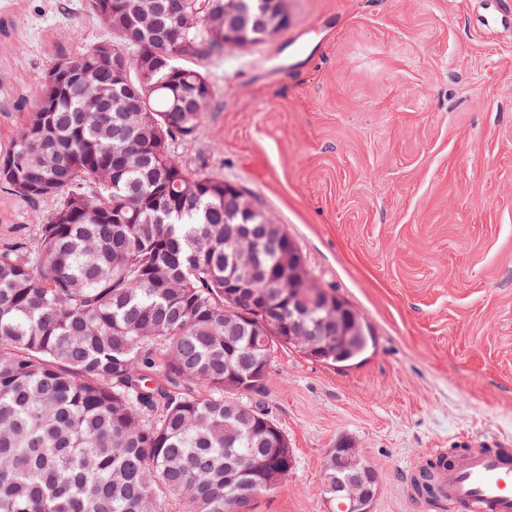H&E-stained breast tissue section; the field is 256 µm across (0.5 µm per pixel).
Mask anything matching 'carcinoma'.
<instances>
[{"label":"carcinoma","mask_w":512,"mask_h":512,"mask_svg":"<svg viewBox=\"0 0 512 512\" xmlns=\"http://www.w3.org/2000/svg\"><path fill=\"white\" fill-rule=\"evenodd\" d=\"M224 28L236 49L265 42L285 0H235ZM159 27L133 46L162 78L150 94L112 100L109 127L83 111L87 83H67L57 110L46 85L19 132L0 149V189L33 204L35 246L0 247V512H232L224 483L274 490L294 466L288 437L252 402L290 336H317L312 360L350 366L374 344L348 308L330 316L309 298L298 244L283 225L250 214L232 183L189 172L173 141L197 128L192 59L224 49L203 29L175 25L198 0H161ZM97 46L73 57L93 83ZM147 95L148 127L127 111ZM131 146L143 162L122 165ZM127 205L114 207L117 197ZM257 248L255 276L235 277L240 232ZM294 288L298 313L288 322ZM248 316L224 322V307Z\"/></svg>","instance_id":"cac0c4a2"}]
</instances>
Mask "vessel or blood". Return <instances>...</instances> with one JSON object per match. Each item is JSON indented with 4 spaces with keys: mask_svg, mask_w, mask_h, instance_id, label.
I'll list each match as a JSON object with an SVG mask.
<instances>
[{
    "mask_svg": "<svg viewBox=\"0 0 512 512\" xmlns=\"http://www.w3.org/2000/svg\"><path fill=\"white\" fill-rule=\"evenodd\" d=\"M432 455V492L451 512H512V448H437Z\"/></svg>",
    "mask_w": 512,
    "mask_h": 512,
    "instance_id": "b4317fda",
    "label": "vessel or blood"
}]
</instances>
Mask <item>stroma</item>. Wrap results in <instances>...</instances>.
Here are the masks:
<instances>
[{
    "instance_id": "stroma-1",
    "label": "stroma",
    "mask_w": 512,
    "mask_h": 512,
    "mask_svg": "<svg viewBox=\"0 0 512 512\" xmlns=\"http://www.w3.org/2000/svg\"><path fill=\"white\" fill-rule=\"evenodd\" d=\"M286 7L272 40L197 59L212 95L173 151L283 224L376 345L344 368L274 353L260 399L295 465L250 510L332 512L321 471L347 442L379 472L372 512H448L401 473L430 448L512 446V26L482 24L512 0ZM107 35L87 0H0V140L58 57ZM51 207L0 191V243Z\"/></svg>"
}]
</instances>
